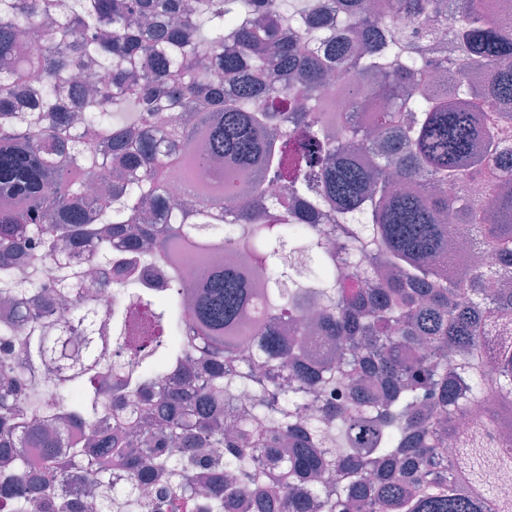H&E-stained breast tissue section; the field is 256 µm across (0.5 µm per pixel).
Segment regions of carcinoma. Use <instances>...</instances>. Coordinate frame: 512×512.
Instances as JSON below:
<instances>
[{
    "label": "carcinoma",
    "instance_id": "carcinoma-1",
    "mask_svg": "<svg viewBox=\"0 0 512 512\" xmlns=\"http://www.w3.org/2000/svg\"><path fill=\"white\" fill-rule=\"evenodd\" d=\"M487 2L0 0L3 512H512L485 482L512 468V15ZM88 68L109 82L73 95ZM332 76L333 122L313 106ZM215 159L221 192L195 184ZM269 183L225 226L224 195ZM453 233L497 264H464ZM88 245L125 272L102 332ZM225 246L254 275L214 270L188 301L175 257ZM23 248L50 278L17 280ZM190 321L200 364L153 392Z\"/></svg>",
    "mask_w": 512,
    "mask_h": 512
}]
</instances>
